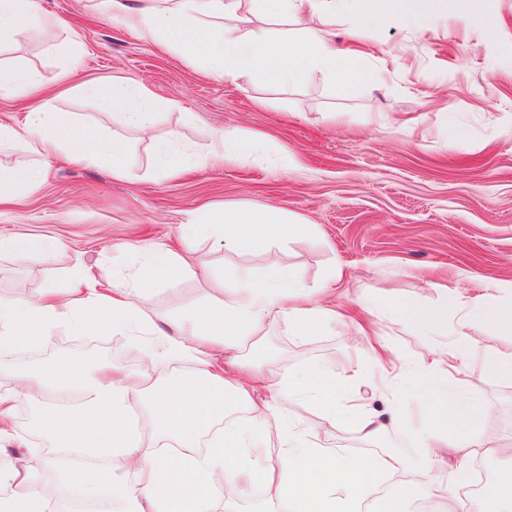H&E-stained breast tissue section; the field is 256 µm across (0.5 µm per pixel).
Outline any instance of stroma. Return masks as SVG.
I'll return each mask as SVG.
<instances>
[{"label":"stroma","instance_id":"1","mask_svg":"<svg viewBox=\"0 0 512 512\" xmlns=\"http://www.w3.org/2000/svg\"><path fill=\"white\" fill-rule=\"evenodd\" d=\"M41 5L39 25L0 47V64L33 70L50 87L76 56L83 80L124 91L146 84L155 99L152 127L143 134L113 123L111 106L78 89L50 103L52 111L71 116L96 114L101 132L126 146L129 180L112 179L91 161H46L20 144L0 150L1 169L42 174L38 187L18 190L15 202L0 205V235L69 246L53 265L0 256V294L21 285L31 293L63 288L73 270L104 284L133 271L154 243L169 238L203 255L211 276L159 286L146 301L153 311L176 299L196 304L216 285L237 287L242 268L270 264L298 270L312 288L343 268L336 298L346 304L383 294L429 303L438 297L436 282L453 288L472 278L512 281V0H452L429 31L393 19L358 30L354 40L346 11L315 17L313 27L337 43H356L365 66L387 70L382 85L357 83L347 92L324 74L288 90L247 77L212 78L182 55L98 17L91 0ZM60 17L68 28L57 26ZM259 97L266 106L256 105ZM458 129L464 138L457 142ZM229 131L255 137L263 164L211 157L210 149ZM158 142L187 157V168L154 178ZM227 204L273 206L309 229L246 254L219 248L213 236L181 238L183 224ZM379 331L410 365L428 360L438 342L401 321H380ZM472 334L478 345L460 387L487 404L482 431L512 440V381L482 364L490 353L512 357V336L478 324ZM351 346L361 369L348 381L340 407L357 397L389 419L407 392L400 378L374 373L368 344L353 333L334 327L298 339L280 323L267 329L256 355L278 378L339 359ZM78 354L132 370L143 361L141 348L127 337L89 339L65 327L42 348L16 352L10 360L25 369ZM317 438L357 457L399 455L417 486L431 479L418 431L397 426L367 442L339 423L319 428Z\"/></svg>","mask_w":512,"mask_h":512}]
</instances>
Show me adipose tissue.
Here are the masks:
<instances>
[{
	"instance_id": "1",
	"label": "adipose tissue",
	"mask_w": 512,
	"mask_h": 512,
	"mask_svg": "<svg viewBox=\"0 0 512 512\" xmlns=\"http://www.w3.org/2000/svg\"><path fill=\"white\" fill-rule=\"evenodd\" d=\"M98 13L121 22L146 42L179 52L202 64L214 77L258 73L263 82L283 88L305 84L314 74L352 82H381L383 69L365 68L362 51L342 47L310 29L308 22L335 11L336 0H95ZM362 24H381L397 16L428 30L447 13L448 0H353ZM41 18L39 0H0V46L12 44ZM285 24L273 35L269 22ZM39 87L35 74L0 65V96L20 95L30 104L23 128L0 121V145L24 143L46 159L68 153L78 161L107 164L113 178L131 176L126 149L104 137L95 114L65 117L32 102ZM154 103L147 86L118 99L113 118L146 128ZM224 229V247L235 252L264 250L303 231L301 223L273 209L227 206L203 222H189L190 235ZM60 242L25 236L0 237V254L19 261L52 264L65 253ZM201 256L185 257L167 244L156 245L127 279L97 287L79 276L73 288H51L32 295H0V355L44 345L60 326L78 336H126L139 342L147 362L129 372L103 359L87 363L59 358L46 366L15 370L0 364V512H60V490L76 489L88 501L107 498L110 512H222L224 487L261 486L285 512H367L384 503L385 512H401L409 483L380 495L381 474L404 471L397 455L376 459L344 455L314 441L310 428L291 431L289 404L310 401L321 421L335 422L346 374L358 368L355 351L331 364L309 366L300 374L268 382L260 360H243L246 343L258 342L265 329L285 322L291 335L318 336L333 326L366 335L336 290L324 284L310 292L301 275L276 264L242 270L234 288L163 312L142 305L159 285L181 277L208 275ZM490 294L466 295L441 288L432 303L384 296L359 301L362 312L401 320L415 330L440 337L428 363L404 365L392 351H377L373 367L382 375L404 370L421 408L418 420L425 461L436 476L424 497L449 504V512H512V467L499 470L478 496L460 500L464 465L479 453H502L494 436H476L483 408L472 399L449 395V378L467 374L477 340L474 323L512 335V281L497 282ZM458 305L449 319V305ZM145 400L150 431L139 434L128 409ZM40 405L39 428L52 447L50 456L21 459L30 429L13 422L21 403ZM248 412L240 425H223L226 411ZM208 451H201V443ZM121 459V466L82 464L85 455ZM57 480L45 482L42 467Z\"/></svg>"
}]
</instances>
